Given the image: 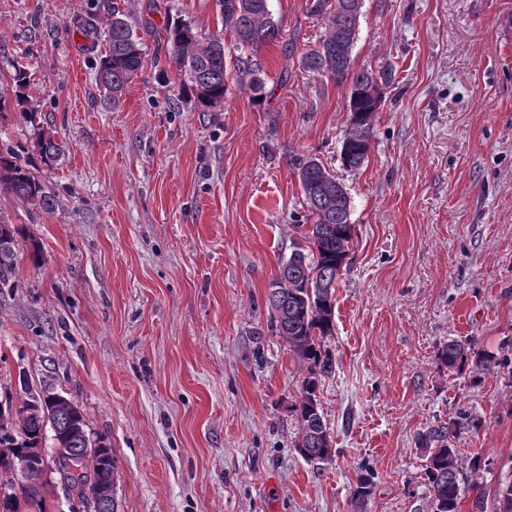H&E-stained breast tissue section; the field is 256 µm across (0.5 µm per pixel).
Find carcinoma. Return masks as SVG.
<instances>
[{"mask_svg":"<svg viewBox=\"0 0 512 512\" xmlns=\"http://www.w3.org/2000/svg\"><path fill=\"white\" fill-rule=\"evenodd\" d=\"M216 13L224 34L232 37L239 55L231 58L227 66L223 34L206 38L187 20L176 17L164 27V37L172 55L168 66L174 68L179 79V98H187L199 112H211L224 103L228 87L232 84L250 90L259 96L264 89L263 70L258 60L262 47L272 43L279 35L280 23L274 19L272 0H215ZM363 0H312L310 11L322 21L324 38L319 47L303 57L311 71L330 76L336 83L346 86L348 109L352 117L344 133L340 159L344 169L356 171L368 159L375 134L377 112L383 104V88L395 79V66L386 61L381 65L355 68L353 49L359 32V19ZM155 30L149 18L132 20L118 10L104 24L102 40L106 51L101 56L96 72V83L104 98L117 105L127 83L145 67V52L138 31ZM9 74L12 96L0 91V118L15 109L24 112L28 102L25 91L31 73L26 66L11 64ZM41 163L56 165L63 154L53 136L40 131L34 144ZM303 201L313 222L305 225L302 237L306 245L294 246L286 263L288 277L277 275L270 283L268 305L279 335L294 353L306 376L301 383L298 400L289 407L297 423L294 440L295 452L310 463H325L337 453L334 441L321 437L327 424L324 420L317 391L322 378L332 374L335 361L326 346V340L335 330L336 285L341 271L349 263L350 242L355 225L351 222V197L335 174L316 157L293 160ZM0 190L16 199L39 206L49 212L55 208L56 197L47 184L35 173V165L23 146L0 152ZM19 229L0 219V281L15 272L17 264V235ZM443 369L462 372L469 368L483 374L508 370L512 360L476 347L471 339L450 338L437 352ZM32 391L18 401L7 398L0 401L4 413L18 408L16 434L0 430V512H18V499L40 505L47 486L19 485L16 483L13 460L46 447V433L41 415L54 412L46 404L29 413ZM73 424L89 429L86 415L72 403L60 418L56 433L66 435ZM481 424L479 418L464 411L439 425L419 433L416 445L423 452L424 476L429 492L431 512H460V500L466 489L477 491L472 512H512V482L498 484L493 499L480 492L477 479L486 462L475 458L469 462V474H464L458 461L454 439L461 431ZM95 444L102 453L83 451L86 444ZM71 447L83 457L81 471L71 474L61 466L57 475L64 476L70 501L82 500L85 491L116 470L112 448L103 439L89 442L77 436ZM372 472L366 468L358 476L353 501L362 505L374 494Z\"/></svg>","mask_w":512,"mask_h":512,"instance_id":"carcinoma-1","label":"carcinoma"}]
</instances>
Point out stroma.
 I'll list each match as a JSON object with an SVG mask.
<instances>
[{"label": "stroma", "instance_id": "1", "mask_svg": "<svg viewBox=\"0 0 512 512\" xmlns=\"http://www.w3.org/2000/svg\"><path fill=\"white\" fill-rule=\"evenodd\" d=\"M312 0H272L264 93L221 108L178 102L153 60L167 19L219 33L215 0H0V87L32 70L37 112L0 120V146L43 125L65 154L40 176L52 212L0 191L23 227L0 283V400L49 388L112 446L117 512H430L418 432L465 410L456 439L479 482L512 481V376L451 373L449 338L498 351L512 336V0H364L356 66L406 70L377 115L368 160L339 161L344 88L307 69L324 27ZM153 19L147 62L118 105L95 82L113 9ZM349 189L355 226L336 287V359L318 396L337 455L293 450L304 370L267 294L309 223L291 159ZM39 243L43 259L32 264ZM370 469L373 497L353 489Z\"/></svg>", "mask_w": 512, "mask_h": 512}]
</instances>
